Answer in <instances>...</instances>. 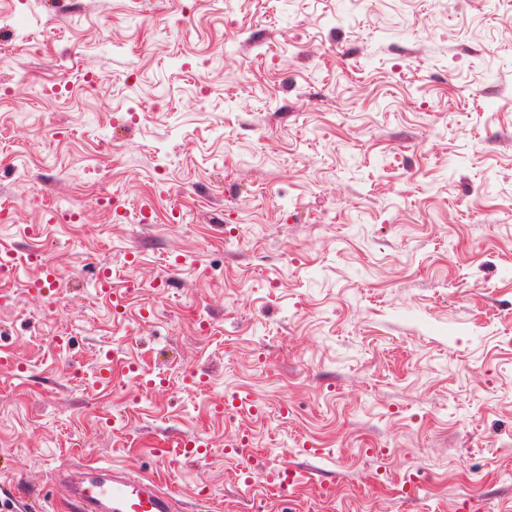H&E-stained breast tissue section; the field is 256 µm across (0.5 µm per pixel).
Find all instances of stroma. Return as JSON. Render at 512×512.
Returning <instances> with one entry per match:
<instances>
[{
  "label": "stroma",
  "mask_w": 512,
  "mask_h": 512,
  "mask_svg": "<svg viewBox=\"0 0 512 512\" xmlns=\"http://www.w3.org/2000/svg\"><path fill=\"white\" fill-rule=\"evenodd\" d=\"M1 14L0 500L111 465L177 512H512V0Z\"/></svg>",
  "instance_id": "35a3bbf8"
}]
</instances>
